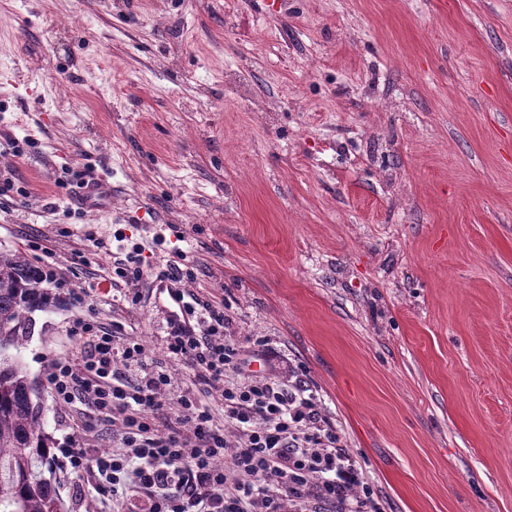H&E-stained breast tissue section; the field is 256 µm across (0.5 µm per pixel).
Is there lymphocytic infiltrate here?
<instances>
[{"mask_svg":"<svg viewBox=\"0 0 512 512\" xmlns=\"http://www.w3.org/2000/svg\"><path fill=\"white\" fill-rule=\"evenodd\" d=\"M183 259L174 253L158 273L176 305L161 342L167 361L192 370L194 392L158 419L171 383L164 364L122 339L121 326L77 322L84 350L54 362L47 382L58 400L118 421L119 447L105 453L71 442L53 466L94 471L101 499L134 492L148 512H383L312 389L284 381L273 366L261 377L242 372L229 309L182 289Z\"/></svg>","mask_w":512,"mask_h":512,"instance_id":"obj_1","label":"lymphocytic infiltrate"}]
</instances>
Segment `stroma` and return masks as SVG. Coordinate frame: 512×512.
Here are the masks:
<instances>
[{
    "label": "stroma",
    "instance_id": "obj_1",
    "mask_svg": "<svg viewBox=\"0 0 512 512\" xmlns=\"http://www.w3.org/2000/svg\"><path fill=\"white\" fill-rule=\"evenodd\" d=\"M1 131L33 141L0 157L34 191L0 206V251L52 253L21 359L56 445L95 422L46 380L73 320L160 358L158 280L112 268L180 251L385 512H512V0H0ZM59 478L66 512H102ZM71 175L72 181L76 182L80 188L92 187L93 190L85 195V201H91L103 194V192L100 191L102 186L101 179L94 168L85 165L82 167L76 166L72 168ZM141 251L136 248L135 255L128 253L125 259L115 263L112 277V285L118 286L119 281H122L127 287L135 285L143 276L144 269L141 265Z\"/></svg>",
    "mask_w": 512,
    "mask_h": 512
}]
</instances>
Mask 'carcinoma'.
Masks as SVG:
<instances>
[{
	"mask_svg": "<svg viewBox=\"0 0 512 512\" xmlns=\"http://www.w3.org/2000/svg\"><path fill=\"white\" fill-rule=\"evenodd\" d=\"M41 268L21 252H0V512H65L45 431L20 349L31 314L51 306Z\"/></svg>",
	"mask_w": 512,
	"mask_h": 512,
	"instance_id": "cac0c4a2",
	"label": "carcinoma"
}]
</instances>
